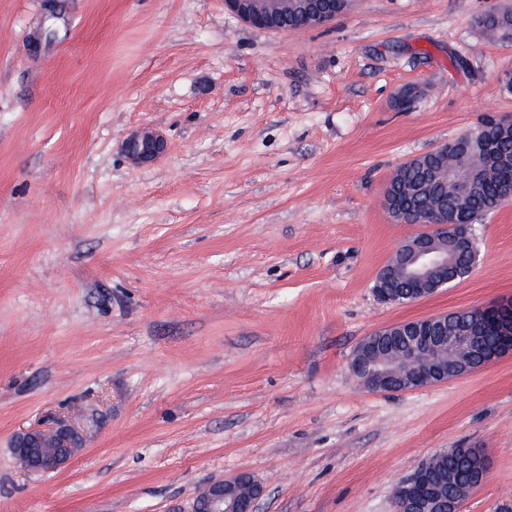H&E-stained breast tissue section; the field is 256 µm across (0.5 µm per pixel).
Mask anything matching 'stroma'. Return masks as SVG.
<instances>
[{"label": "stroma", "mask_w": 512, "mask_h": 512, "mask_svg": "<svg viewBox=\"0 0 512 512\" xmlns=\"http://www.w3.org/2000/svg\"><path fill=\"white\" fill-rule=\"evenodd\" d=\"M510 6L353 0L276 34L224 0H0V512H189L241 471L256 512H393L446 448L489 463L460 512H512V355L405 393L349 367L380 328L512 298V201L455 288L373 293L421 230L385 206L397 167L512 117V39L479 24ZM144 126L167 152L135 167ZM58 414L80 450L23 474L12 437ZM122 147L131 164L146 166L163 156L167 149V141L160 131L152 127H142L129 133Z\"/></svg>", "instance_id": "35a3bbf8"}]
</instances>
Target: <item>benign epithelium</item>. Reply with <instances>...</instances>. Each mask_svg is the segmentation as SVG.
Segmentation results:
<instances>
[{
  "instance_id": "benign-epithelium-1",
  "label": "benign epithelium",
  "mask_w": 512,
  "mask_h": 512,
  "mask_svg": "<svg viewBox=\"0 0 512 512\" xmlns=\"http://www.w3.org/2000/svg\"><path fill=\"white\" fill-rule=\"evenodd\" d=\"M224 10L243 23L270 33L304 32L322 28L336 19V6L323 8L322 0H296L294 10L302 12V24H283L288 18V0H224ZM167 149L165 136L152 127H142L128 134L123 151L135 166L156 162ZM477 179L469 160L448 154V165L437 181L451 189L448 203L454 205L465 197ZM443 225L429 224L424 232L400 243L389 261L378 271L376 280L405 282L418 289L416 299L430 297L446 287L458 285L448 279V252L441 248L439 235ZM499 318H505L501 355L512 352V303L491 306ZM414 340L394 353L385 339L386 329L365 338L355 349L351 372L368 388L378 392H407L426 385L465 376L473 369L466 364L474 337L463 333L451 338L436 335L439 316L407 321ZM80 428L66 417L21 431L13 436L12 454L22 467L39 473L60 470L78 451ZM472 452L482 465L468 485L466 494L482 486L488 476V462L479 448ZM426 467L420 465L396 489L394 512H433L436 492L424 494ZM263 486L248 473H240L210 484L196 499L193 512H255V503Z\"/></svg>"
}]
</instances>
